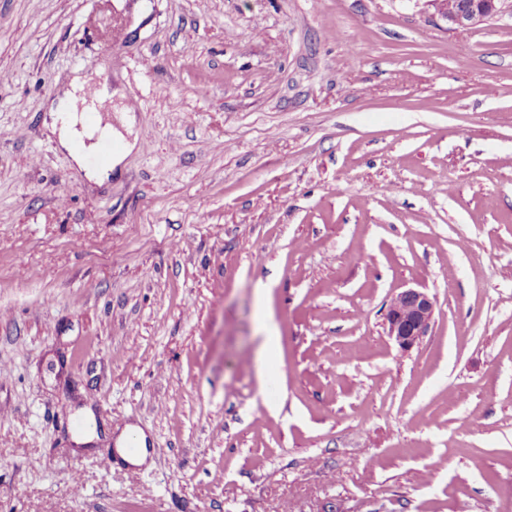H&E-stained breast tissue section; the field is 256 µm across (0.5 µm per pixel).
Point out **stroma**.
I'll return each instance as SVG.
<instances>
[{
	"mask_svg": "<svg viewBox=\"0 0 512 512\" xmlns=\"http://www.w3.org/2000/svg\"><path fill=\"white\" fill-rule=\"evenodd\" d=\"M77 74L134 118L101 183ZM0 512H512V9L0 0ZM434 9V15L446 22L453 29H464L484 19L493 16L500 9L502 0H462V7L458 11L457 0H426ZM86 96L91 97L90 106H85ZM107 100H112V88L104 84L93 89L87 78L76 75L70 80L68 87L62 91L57 102L50 107L49 126L53 133L57 134L60 146L71 152L79 166L82 165L84 152L74 150L77 142L84 144L85 139L92 141L96 134L98 139L114 136L124 140L122 134L112 127L109 117V122L104 128L90 127L84 121L83 112L91 106L94 108L95 103H103ZM79 104L83 106L81 111ZM435 298L422 288L396 293L385 313L387 336L401 351H409L427 333L435 312ZM131 435H135L138 441V448H129L127 446ZM116 451L122 460L131 466H142L146 463L148 457V449L146 448L145 433L135 427H126L117 441Z\"/></svg>",
	"mask_w": 512,
	"mask_h": 512,
	"instance_id": "obj_1",
	"label": "stroma"
}]
</instances>
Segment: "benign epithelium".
<instances>
[{"label":"benign epithelium","mask_w":512,"mask_h":512,"mask_svg":"<svg viewBox=\"0 0 512 512\" xmlns=\"http://www.w3.org/2000/svg\"><path fill=\"white\" fill-rule=\"evenodd\" d=\"M434 15L454 29H464L496 14L503 0H462L457 11L448 10V0H427ZM435 298L422 288H407L396 293L385 313L387 336L402 351L416 346L431 324Z\"/></svg>","instance_id":"1"}]
</instances>
